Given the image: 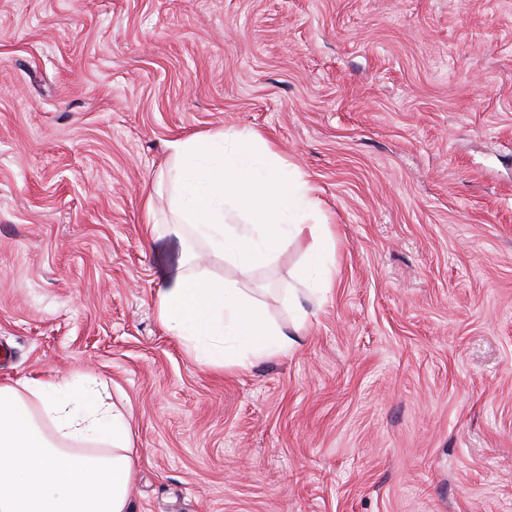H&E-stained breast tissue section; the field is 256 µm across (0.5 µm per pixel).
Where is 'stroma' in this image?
<instances>
[{
  "instance_id": "obj_1",
  "label": "stroma",
  "mask_w": 512,
  "mask_h": 512,
  "mask_svg": "<svg viewBox=\"0 0 512 512\" xmlns=\"http://www.w3.org/2000/svg\"><path fill=\"white\" fill-rule=\"evenodd\" d=\"M233 128L314 188L330 291L210 371L155 294L150 190ZM315 251L242 272L269 320ZM0 384L89 372L135 417L131 512H512V0H0Z\"/></svg>"
}]
</instances>
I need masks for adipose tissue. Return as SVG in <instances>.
Returning <instances> with one entry per match:
<instances>
[{
  "instance_id": "ef3b65f1",
  "label": "adipose tissue",
  "mask_w": 512,
  "mask_h": 512,
  "mask_svg": "<svg viewBox=\"0 0 512 512\" xmlns=\"http://www.w3.org/2000/svg\"><path fill=\"white\" fill-rule=\"evenodd\" d=\"M160 186L175 233L189 231L245 272L274 264L288 238L330 237L313 187L255 135L227 129L177 142ZM230 205L246 224H225ZM157 305L171 336L198 344L195 357L209 370L245 369L294 344L234 282L180 270ZM133 432L132 414L95 378L0 385V512H130Z\"/></svg>"
}]
</instances>
